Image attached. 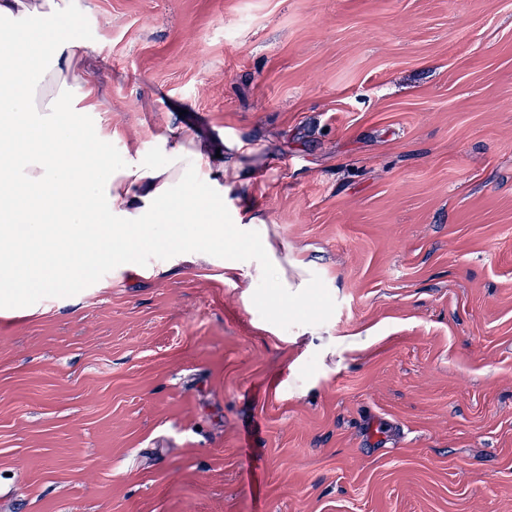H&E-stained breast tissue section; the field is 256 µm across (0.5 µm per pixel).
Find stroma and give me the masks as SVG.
<instances>
[{"mask_svg":"<svg viewBox=\"0 0 512 512\" xmlns=\"http://www.w3.org/2000/svg\"><path fill=\"white\" fill-rule=\"evenodd\" d=\"M108 149L221 148L318 291L0 311V512H512V0H65ZM243 163L248 188L230 165Z\"/></svg>","mask_w":512,"mask_h":512,"instance_id":"35a3bbf8","label":"stroma"}]
</instances>
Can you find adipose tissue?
Returning a JSON list of instances; mask_svg holds the SVG:
<instances>
[{
  "label": "adipose tissue",
  "mask_w": 512,
  "mask_h": 512,
  "mask_svg": "<svg viewBox=\"0 0 512 512\" xmlns=\"http://www.w3.org/2000/svg\"><path fill=\"white\" fill-rule=\"evenodd\" d=\"M61 10L59 0H0V297L60 288L101 259L151 277L138 255L157 243L176 264L220 263L275 314L309 296L308 269L289 270L269 237H255L259 215L225 213V167L195 137L163 136L154 157L113 161L109 134L88 119L83 43L60 27ZM228 226L250 248L228 245Z\"/></svg>",
  "instance_id": "obj_1"
}]
</instances>
